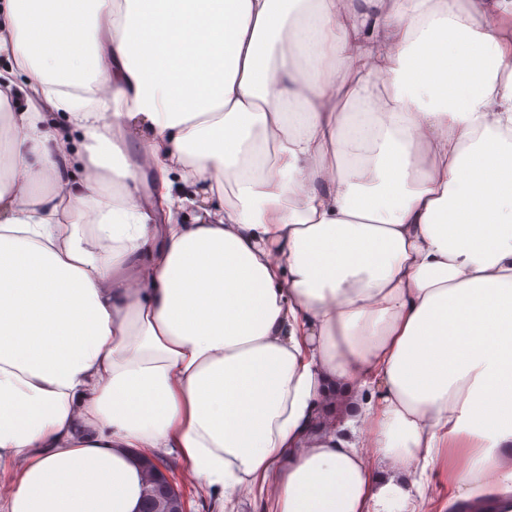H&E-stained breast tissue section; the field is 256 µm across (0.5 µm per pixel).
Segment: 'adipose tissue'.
<instances>
[{
    "label": "adipose tissue",
    "instance_id": "ef3b65f1",
    "mask_svg": "<svg viewBox=\"0 0 512 512\" xmlns=\"http://www.w3.org/2000/svg\"><path fill=\"white\" fill-rule=\"evenodd\" d=\"M0 52V512L169 453L271 512H427L443 448L512 498V0H0Z\"/></svg>",
    "mask_w": 512,
    "mask_h": 512
}]
</instances>
